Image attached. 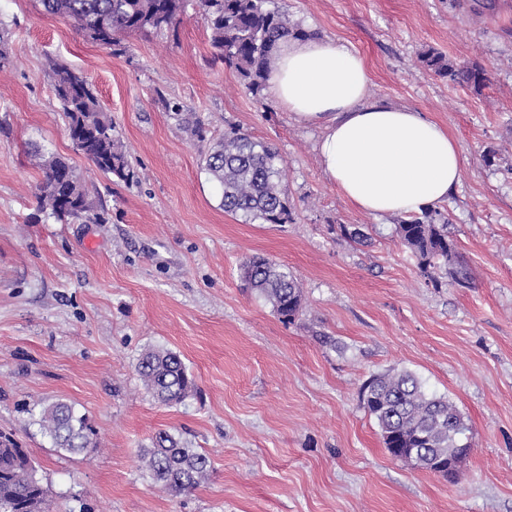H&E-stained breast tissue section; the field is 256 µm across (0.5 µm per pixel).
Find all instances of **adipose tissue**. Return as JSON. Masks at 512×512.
Masks as SVG:
<instances>
[{
  "mask_svg": "<svg viewBox=\"0 0 512 512\" xmlns=\"http://www.w3.org/2000/svg\"><path fill=\"white\" fill-rule=\"evenodd\" d=\"M270 84L296 121L320 129V165L359 210L418 214L459 185L464 161L454 137L421 112L372 98L354 50L319 37L283 42Z\"/></svg>",
  "mask_w": 512,
  "mask_h": 512,
  "instance_id": "1",
  "label": "adipose tissue"
}]
</instances>
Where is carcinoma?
I'll list each match as a JSON object with an SVG mask.
<instances>
[{
	"mask_svg": "<svg viewBox=\"0 0 512 512\" xmlns=\"http://www.w3.org/2000/svg\"><path fill=\"white\" fill-rule=\"evenodd\" d=\"M270 0H40L45 13L73 20L93 41L117 46L120 38L135 32H161L176 26L190 5L210 30L217 58L238 74L245 89L261 96L269 79L279 41L300 39L308 33L291 23L288 13L269 8ZM420 62L435 75L477 90L488 77L477 65L457 64L429 49ZM56 95L67 120L69 137L98 170L130 182L135 172L111 117L102 108L91 85L65 64L51 69ZM179 125L201 138L204 130L195 113L174 104L168 106ZM42 171L40 210L57 221L100 224L80 176L59 156L35 154ZM281 158L268 143L232 128L214 142L202 157V166L215 182L224 212L240 214L264 224L291 221L288 196L281 186ZM402 243L418 261L422 274L433 278L445 269L452 283L467 288L469 279L458 266L454 240L442 214L427 209L397 225ZM245 278L255 293L270 303L284 322H292L302 308L297 277L287 266L252 257L242 264ZM144 388L164 404L181 402L195 387V380L181 355L157 347L146 350L138 363ZM362 403L375 419L385 448L393 457L422 469L442 467L448 475L468 454L467 426L456 405L446 396L428 392L408 370L372 376L364 385ZM38 425L53 447L70 454L94 446L96 429L76 405L57 400L41 406ZM29 455L10 436L0 435V512H48V490L29 475ZM142 461L150 478L173 495L186 494L200 485L210 471L204 452L188 446L166 430L158 431Z\"/></svg>",
	"mask_w": 512,
	"mask_h": 512,
	"instance_id": "obj_1",
	"label": "carcinoma"
}]
</instances>
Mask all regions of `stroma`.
Wrapping results in <instances>:
<instances>
[{"mask_svg":"<svg viewBox=\"0 0 512 512\" xmlns=\"http://www.w3.org/2000/svg\"><path fill=\"white\" fill-rule=\"evenodd\" d=\"M275 4L354 49L372 97L424 112L458 141L462 180L439 210L471 287L421 274L401 216L346 201L320 166V130L272 90L249 94L195 11L114 49L39 0H0V432L27 449L52 512H512V0ZM429 49L481 66L488 85L436 76L420 62ZM55 61L93 86L132 182L74 148ZM168 100L196 112L205 140ZM233 127L279 152L290 223L221 207L201 159ZM39 153L69 161L104 223L40 212ZM254 254L298 278L294 322L246 288L240 265ZM152 347L179 352L194 375L181 403L146 393L137 364ZM403 369L467 420L472 447L455 476L393 458L362 407L371 376ZM58 399L88 415L93 448L59 451L41 433L39 406ZM162 429L211 460L190 493L166 492L142 468Z\"/></svg>","mask_w":512,"mask_h":512,"instance_id":"stroma-1","label":"stroma"}]
</instances>
